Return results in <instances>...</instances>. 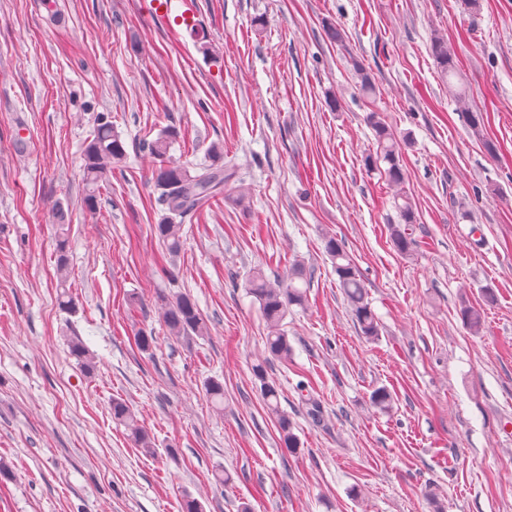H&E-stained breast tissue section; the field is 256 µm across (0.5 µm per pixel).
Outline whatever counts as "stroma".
I'll return each mask as SVG.
<instances>
[{
	"instance_id": "1",
	"label": "stroma",
	"mask_w": 512,
	"mask_h": 512,
	"mask_svg": "<svg viewBox=\"0 0 512 512\" xmlns=\"http://www.w3.org/2000/svg\"><path fill=\"white\" fill-rule=\"evenodd\" d=\"M187 2L190 28L150 18L146 0H0V512H179L187 495L204 512H512V0ZM436 36L462 95L439 76ZM372 111L401 148L408 255L390 241L393 190L365 166ZM103 114L126 158L92 211L82 150ZM169 126L171 158L206 164L218 146L243 177L242 198L185 220L174 258L152 232L146 149ZM61 221L73 314L58 306ZM328 235L362 276L378 339L357 329ZM297 262L312 278L286 319L293 354L268 369L301 442L290 453L252 374L266 331L245 283ZM162 291L189 293L208 336H171ZM465 300L485 307L480 334ZM75 335L94 375L68 354ZM379 388L391 409L373 406ZM116 398L156 455L113 423ZM431 49L441 73L444 76H448L449 91L457 94L459 88L452 85L450 82V77L456 75V63L453 54L448 48V43H446L442 37H434L431 43Z\"/></svg>"
}]
</instances>
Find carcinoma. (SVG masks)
<instances>
[{"label":"carcinoma","mask_w":512,"mask_h":512,"mask_svg":"<svg viewBox=\"0 0 512 512\" xmlns=\"http://www.w3.org/2000/svg\"><path fill=\"white\" fill-rule=\"evenodd\" d=\"M431 49L441 73L448 77L456 75V63L448 43L437 36L432 40ZM365 122L373 131L376 144L375 154L366 158L367 170L378 172L395 189L393 204L398 212V223L390 225V239L399 253L408 255L415 245L410 226L416 223V216L413 203L403 190L404 174L399 145L380 113H367ZM178 138L179 131L169 127L147 143L150 153L160 159L153 182L155 190L159 192V201L165 205L164 214L153 225V233L159 244L172 256L178 255L182 249V219L201 209L214 196L235 191L234 183L237 181L236 169L224 165V151L219 147L211 150V163L194 173L184 165L169 160L171 145ZM125 156L124 144L113 130L112 121L104 114L99 116L92 138L83 149V171L87 188L85 203L89 210L96 209L100 184L109 178L112 168L120 164ZM324 243L326 252L335 260L340 288L360 334L370 340L377 338L380 326L367 300L363 280L354 265L346 261L343 247L334 236H325ZM69 253L68 233L65 225L61 224L55 243V272L60 290L58 305L62 310L73 313L76 311V302L67 287L71 273ZM310 280L311 272L305 266L297 264L288 273L276 274L271 278L262 269L255 268L247 281V293L258 304L266 329L265 352L253 363L252 373L259 382L260 395L267 414L274 420L280 441L290 453L298 451L300 440L293 431L288 414L281 409L280 389L269 380L267 367L274 360L288 361L292 354L283 321L291 307L304 305ZM157 305L171 335L208 334L207 320L190 294H161L158 296ZM460 315L471 332L478 333L482 330L481 309L464 303ZM68 350L70 357L75 359L83 372L91 374L96 370V362L81 338H70ZM206 392L215 409L223 410L224 384L211 378L206 383ZM110 411L112 421L125 428L131 443L149 455L154 454L155 440L140 424L129 404L122 399H114Z\"/></svg>","instance_id":"cac0c4a2"}]
</instances>
